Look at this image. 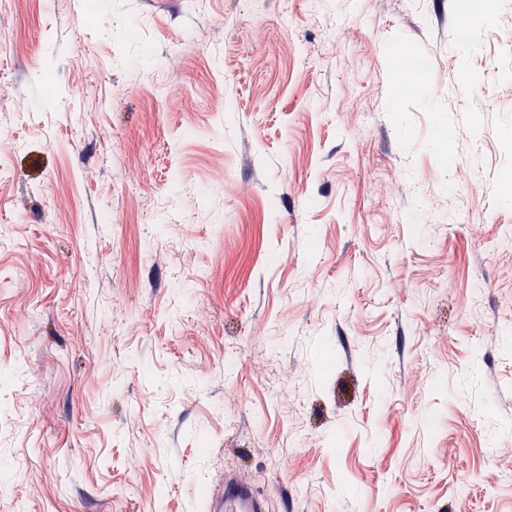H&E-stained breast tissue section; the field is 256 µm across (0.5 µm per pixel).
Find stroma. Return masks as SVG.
Segmentation results:
<instances>
[{"label":"stroma","instance_id":"1","mask_svg":"<svg viewBox=\"0 0 512 512\" xmlns=\"http://www.w3.org/2000/svg\"><path fill=\"white\" fill-rule=\"evenodd\" d=\"M86 2L0 7V512H512V0ZM209 512H262L264 502L252 485L238 475L224 477V491L212 496L208 504Z\"/></svg>","mask_w":512,"mask_h":512}]
</instances>
